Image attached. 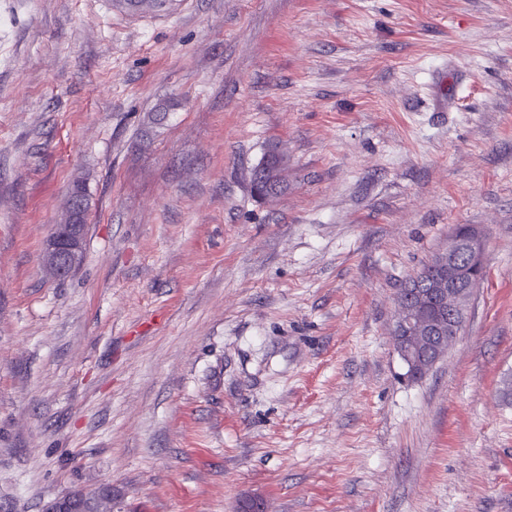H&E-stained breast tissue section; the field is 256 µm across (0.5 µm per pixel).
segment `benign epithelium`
<instances>
[{
    "instance_id": "7a95c632",
    "label": "benign epithelium",
    "mask_w": 512,
    "mask_h": 512,
    "mask_svg": "<svg viewBox=\"0 0 512 512\" xmlns=\"http://www.w3.org/2000/svg\"><path fill=\"white\" fill-rule=\"evenodd\" d=\"M86 191L71 192L64 222L54 226L43 253L42 263L48 275L63 279L71 274L79 260L83 233ZM434 277L424 283L435 303L424 311L414 299L399 304L394 329L396 350L417 377L426 375L460 332L468 302L479 287V274L486 265L483 234L476 226L448 237V245L431 260ZM82 501L73 493L51 503L47 512H70Z\"/></svg>"
}]
</instances>
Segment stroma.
<instances>
[{
	"label": "stroma",
	"instance_id": "stroma-1",
	"mask_svg": "<svg viewBox=\"0 0 512 512\" xmlns=\"http://www.w3.org/2000/svg\"><path fill=\"white\" fill-rule=\"evenodd\" d=\"M459 224L486 277L413 379L398 293ZM510 379L512 0H0V512H512ZM267 157L266 170L267 181L271 183L272 191L260 190L259 194H255L253 190V180L251 176V186L253 193L261 199H269L277 197L288 190V154L283 150L280 143L275 142L268 145L264 152L263 160ZM260 160V161H261ZM86 202V190H73L64 222L54 226L47 240L42 263L46 273L52 278L67 277L78 263L85 225L83 207Z\"/></svg>",
	"mask_w": 512,
	"mask_h": 512
}]
</instances>
